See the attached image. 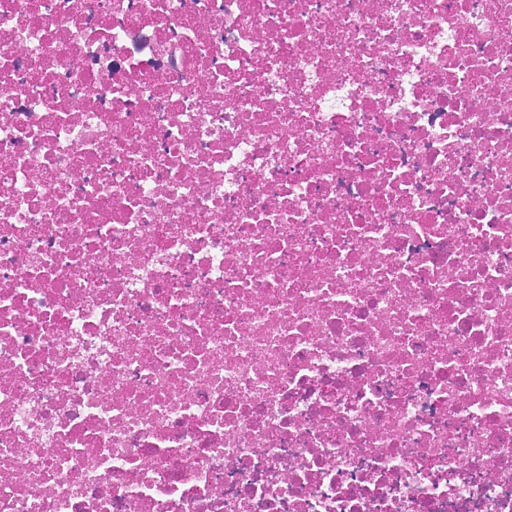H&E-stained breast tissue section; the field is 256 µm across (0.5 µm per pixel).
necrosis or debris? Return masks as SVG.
I'll list each match as a JSON object with an SVG mask.
<instances>
[{
	"instance_id": "4bbe7bcc",
	"label": "necrosis or debris",
	"mask_w": 512,
	"mask_h": 512,
	"mask_svg": "<svg viewBox=\"0 0 512 512\" xmlns=\"http://www.w3.org/2000/svg\"><path fill=\"white\" fill-rule=\"evenodd\" d=\"M0 512H512V0H0Z\"/></svg>"
}]
</instances>
